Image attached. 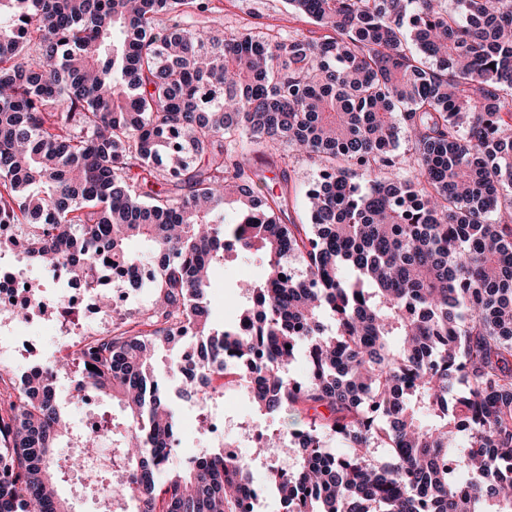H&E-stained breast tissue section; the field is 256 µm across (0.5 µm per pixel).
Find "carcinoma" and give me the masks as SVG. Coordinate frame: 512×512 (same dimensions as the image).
I'll return each mask as SVG.
<instances>
[{
  "instance_id": "1",
  "label": "carcinoma",
  "mask_w": 512,
  "mask_h": 512,
  "mask_svg": "<svg viewBox=\"0 0 512 512\" xmlns=\"http://www.w3.org/2000/svg\"><path fill=\"white\" fill-rule=\"evenodd\" d=\"M288 5L324 34L219 33L195 20L211 0H0V226L21 228L29 265H77L112 314L63 358L76 390L125 412L112 498L249 512L239 459L170 467L176 411L153 363L182 323L207 356V390L189 381L185 400L249 367L262 414L306 418L299 442L259 449L299 456L269 474L285 512H512V0ZM301 154L321 179L309 222L287 224L289 196L262 191L250 156L286 186ZM136 237L157 302L133 321L107 272L142 287ZM237 253L264 274L217 327L206 292ZM298 355L304 381L285 374ZM56 377L0 392V512H71Z\"/></svg>"
}]
</instances>
